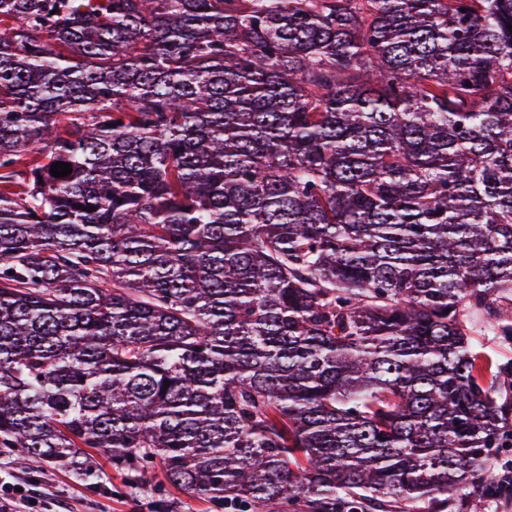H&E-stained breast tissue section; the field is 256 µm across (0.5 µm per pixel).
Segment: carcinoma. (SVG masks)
<instances>
[{
  "mask_svg": "<svg viewBox=\"0 0 512 512\" xmlns=\"http://www.w3.org/2000/svg\"><path fill=\"white\" fill-rule=\"evenodd\" d=\"M477 325L512 342V0H0L22 467L95 448L232 512L512 497Z\"/></svg>",
  "mask_w": 512,
  "mask_h": 512,
  "instance_id": "1",
  "label": "carcinoma"
}]
</instances>
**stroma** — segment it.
<instances>
[{
  "mask_svg": "<svg viewBox=\"0 0 512 512\" xmlns=\"http://www.w3.org/2000/svg\"><path fill=\"white\" fill-rule=\"evenodd\" d=\"M14 450L0 448V481L19 485L36 512H223L207 496L189 494L164 483L159 466L145 481L117 469L96 454L98 476L86 482L54 464L35 471L19 469Z\"/></svg>",
  "mask_w": 512,
  "mask_h": 512,
  "instance_id": "obj_1",
  "label": "stroma"
}]
</instances>
